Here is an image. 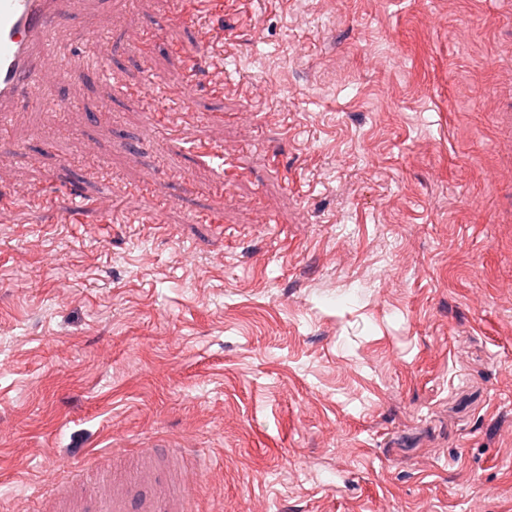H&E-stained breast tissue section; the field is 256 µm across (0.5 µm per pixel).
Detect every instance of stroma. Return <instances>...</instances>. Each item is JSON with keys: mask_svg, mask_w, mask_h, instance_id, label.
I'll use <instances>...</instances> for the list:
<instances>
[{"mask_svg": "<svg viewBox=\"0 0 512 512\" xmlns=\"http://www.w3.org/2000/svg\"><path fill=\"white\" fill-rule=\"evenodd\" d=\"M86 27L0 126V512H512V0ZM137 483H131L125 491H116L111 497L98 499L93 511L88 512H184L176 506V499L165 492L155 491L145 495L135 502L127 497V491L137 488ZM134 510V511H131Z\"/></svg>", "mask_w": 512, "mask_h": 512, "instance_id": "35a3bbf8", "label": "stroma"}]
</instances>
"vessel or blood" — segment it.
<instances>
[{"mask_svg":"<svg viewBox=\"0 0 512 512\" xmlns=\"http://www.w3.org/2000/svg\"><path fill=\"white\" fill-rule=\"evenodd\" d=\"M75 0H0V123L28 98L31 86L51 75L62 57L51 42L54 29L68 23ZM93 512H180L175 498L157 491L139 499L126 492L97 500Z\"/></svg>","mask_w":512,"mask_h":512,"instance_id":"b4317fda","label":"vessel or blood"}]
</instances>
